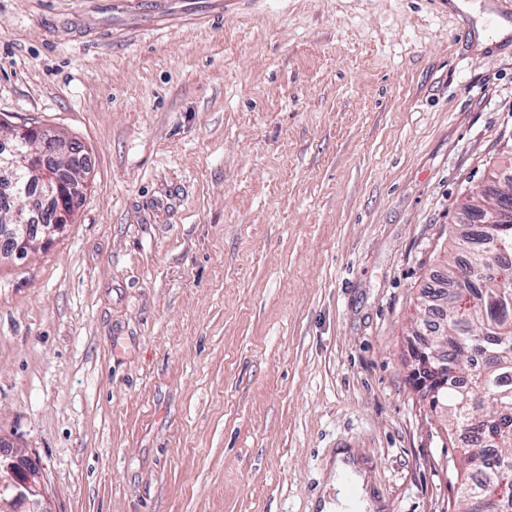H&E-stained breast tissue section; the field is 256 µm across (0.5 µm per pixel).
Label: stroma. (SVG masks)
Segmentation results:
<instances>
[{
    "instance_id": "1",
    "label": "stroma",
    "mask_w": 512,
    "mask_h": 512,
    "mask_svg": "<svg viewBox=\"0 0 512 512\" xmlns=\"http://www.w3.org/2000/svg\"><path fill=\"white\" fill-rule=\"evenodd\" d=\"M0 0V118L83 144L0 261V434L56 512H453L408 345L455 212L512 165V0ZM79 143V142H78ZM78 145L77 156L69 163L64 165L60 173L61 190L49 213V218L57 209L54 218L50 224H40L39 228L29 226V221L33 212V204L25 200L23 204L16 205L10 221L9 203L0 194V240L1 245L6 244L7 249H2L0 253L2 258H8L12 261L26 260L33 249L36 247H45L55 241V239L64 232L69 224V216L61 206L67 205L65 195H71V189H80V182L84 180L87 174L86 154L81 143ZM8 207V208H7ZM39 231L38 238H33V232ZM357 470H359V465L353 456L344 449L338 450L335 466L330 477V483L336 488V505L333 506L332 504L324 503L322 510L331 511L336 509V512H341L344 508L349 507V496L342 482L345 473L353 474L360 508L376 509L381 507L380 504L370 499L369 493L365 489L363 476L361 473H357Z\"/></svg>"
}]
</instances>
